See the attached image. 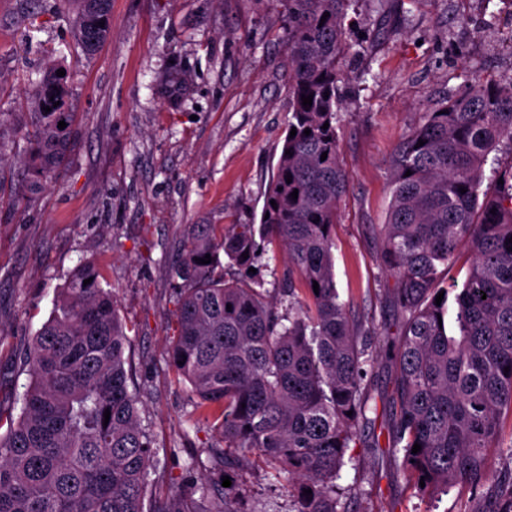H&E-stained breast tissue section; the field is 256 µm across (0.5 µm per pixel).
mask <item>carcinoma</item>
<instances>
[{
  "label": "carcinoma",
  "instance_id": "obj_1",
  "mask_svg": "<svg viewBox=\"0 0 512 512\" xmlns=\"http://www.w3.org/2000/svg\"><path fill=\"white\" fill-rule=\"evenodd\" d=\"M349 3L283 0L288 127L296 135L285 137L260 222L220 232L189 225L169 269L181 281L169 363L190 386L189 420L220 434L212 449L219 473L201 483L197 498L179 490L148 495L158 457L129 391L127 327L115 295L85 261L24 354L30 383L20 414L0 408L8 423L0 435V512H243L222 477L250 459L283 475L288 512H345L336 481L370 423L367 379L378 365L340 301L332 252L337 206L349 187L336 131ZM56 71L30 91L32 192L70 152L74 113L42 111L41 89ZM468 78L472 93L425 113L395 148L380 228L401 342L389 450L377 440L370 448L438 496L460 483L481 490L490 448L512 462V439L502 440L503 420L512 417V83L484 84L474 71ZM303 95L312 105L303 106ZM488 164L503 179L491 192L481 190ZM262 242L288 257L282 312L260 281L224 276L251 267ZM207 254L210 263L197 262ZM462 258L460 285L453 270ZM494 493L487 512H512V475Z\"/></svg>",
  "mask_w": 512,
  "mask_h": 512
}]
</instances>
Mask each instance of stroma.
Returning a JSON list of instances; mask_svg holds the SVG:
<instances>
[{"label": "stroma", "instance_id": "stroma-1", "mask_svg": "<svg viewBox=\"0 0 512 512\" xmlns=\"http://www.w3.org/2000/svg\"><path fill=\"white\" fill-rule=\"evenodd\" d=\"M76 0H0V403L29 382L16 365L82 261L96 264L128 327L125 357L156 440L153 489L193 494L213 465L209 424L189 422L187 383L168 365L175 284L168 268L189 224H255L291 117L282 0H112V36L94 55L74 37ZM494 29H486L489 15ZM338 80L340 160L350 178L335 228L336 286L364 330L397 342L394 276L377 230L391 200L387 159L425 113L466 90V74L512 82V0H352ZM64 68L77 115L67 166L27 199L26 97ZM394 359L369 379L365 435L387 437ZM348 512H483L467 485L421 496L416 481L348 448ZM244 512H286L280 481L246 464Z\"/></svg>", "mask_w": 512, "mask_h": 512}]
</instances>
